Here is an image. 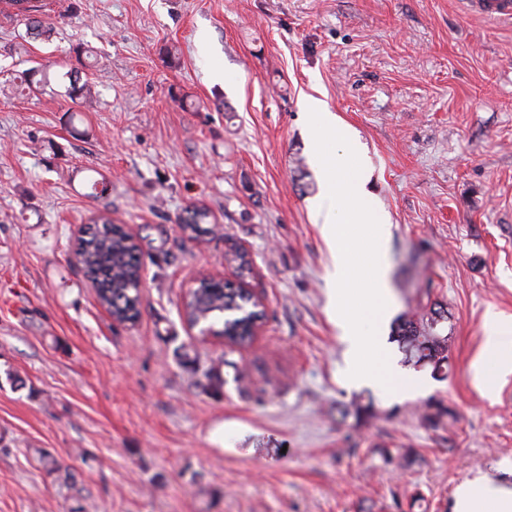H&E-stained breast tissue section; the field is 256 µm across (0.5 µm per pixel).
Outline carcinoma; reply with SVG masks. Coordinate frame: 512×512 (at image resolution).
<instances>
[{
  "instance_id": "1",
  "label": "carcinoma",
  "mask_w": 512,
  "mask_h": 512,
  "mask_svg": "<svg viewBox=\"0 0 512 512\" xmlns=\"http://www.w3.org/2000/svg\"><path fill=\"white\" fill-rule=\"evenodd\" d=\"M68 96L71 100L87 99L88 85L80 82L79 72L68 73ZM180 228L194 237L212 232L209 215L203 209L187 212ZM76 258L95 288L100 303L118 322H133L141 315V256L134 237L123 226L101 216L94 220L86 236L81 238ZM186 317L198 327L201 336L223 337L232 344H244L251 339L253 321L263 312L240 288L227 282L219 287L202 280L186 303ZM444 312L431 310L427 322L408 316L398 319V341L409 355L439 368L448 360V337L436 332ZM204 380L196 385L206 392L219 393L224 379L211 370L203 372Z\"/></svg>"
}]
</instances>
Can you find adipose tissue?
<instances>
[{
  "label": "adipose tissue",
  "instance_id": "ef3b65f1",
  "mask_svg": "<svg viewBox=\"0 0 512 512\" xmlns=\"http://www.w3.org/2000/svg\"><path fill=\"white\" fill-rule=\"evenodd\" d=\"M482 355V361L472 366V381L492 400L496 383L512 376V318L487 313ZM451 512H512V487L486 473H475L456 486Z\"/></svg>",
  "mask_w": 512,
  "mask_h": 512
}]
</instances>
